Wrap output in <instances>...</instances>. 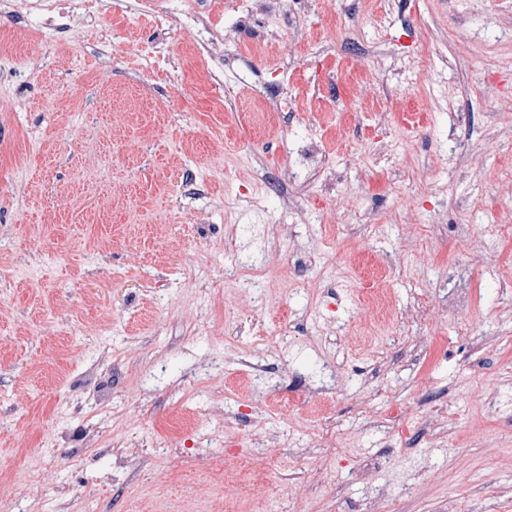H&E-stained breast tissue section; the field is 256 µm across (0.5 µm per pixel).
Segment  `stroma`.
Masks as SVG:
<instances>
[{
    "label": "stroma",
    "instance_id": "obj_1",
    "mask_svg": "<svg viewBox=\"0 0 512 512\" xmlns=\"http://www.w3.org/2000/svg\"><path fill=\"white\" fill-rule=\"evenodd\" d=\"M311 0L302 25L224 66V99L95 75L80 38L45 45L27 109L0 112V499L58 512H512V0ZM277 84L296 111L268 115ZM326 159L290 187L316 211L273 237L270 171L305 141ZM222 207L189 223L181 191ZM482 244L467 255L460 234ZM384 293L390 319L373 298ZM420 306L421 317L405 316ZM267 366L249 389V364ZM112 395V436L90 400ZM280 436L273 459L252 433ZM197 461L112 481L113 440ZM230 473L221 494L204 455Z\"/></svg>",
    "mask_w": 512,
    "mask_h": 512
}]
</instances>
